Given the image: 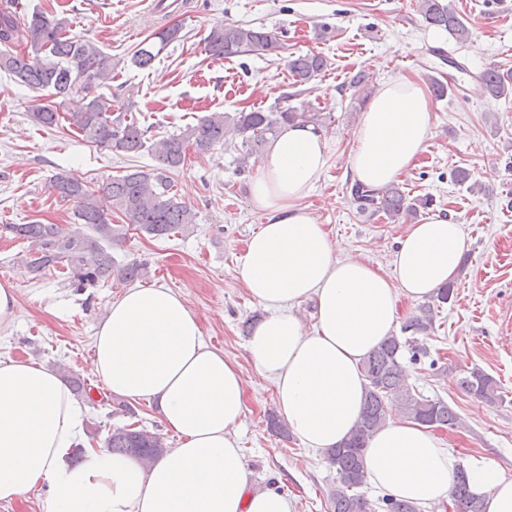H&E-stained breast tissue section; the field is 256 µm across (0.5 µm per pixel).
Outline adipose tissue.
<instances>
[{
	"label": "adipose tissue",
	"instance_id": "ef3b65f1",
	"mask_svg": "<svg viewBox=\"0 0 512 512\" xmlns=\"http://www.w3.org/2000/svg\"><path fill=\"white\" fill-rule=\"evenodd\" d=\"M431 112L423 86L399 76L368 103L348 172L381 187L425 149ZM323 134L296 124L272 140L250 199L262 222L236 273L270 314L246 345L254 368L275 384L279 413L307 447L339 446L364 399L363 359L392 335L399 298L418 302L452 282L467 250L464 224L435 217L411 225L393 273L339 257L323 225L302 206L327 164ZM316 302L305 328L292 309ZM93 375L113 395L154 403L179 443L151 466L87 445L83 407L58 374L24 360L0 361V501L45 486L46 512H290L287 497L249 488L236 432L246 391L236 361L205 344L197 315L163 287L127 289L94 336ZM78 463L69 458L75 448ZM456 457L430 429L391 416L369 440L371 482L421 506L448 500ZM485 512H512V479L468 473Z\"/></svg>",
	"mask_w": 512,
	"mask_h": 512
}]
</instances>
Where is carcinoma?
<instances>
[{
	"instance_id": "cac0c4a2",
	"label": "carcinoma",
	"mask_w": 512,
	"mask_h": 512,
	"mask_svg": "<svg viewBox=\"0 0 512 512\" xmlns=\"http://www.w3.org/2000/svg\"><path fill=\"white\" fill-rule=\"evenodd\" d=\"M17 9L16 0H6L0 7V74L32 90L46 91L51 97L76 102L75 108L65 113L50 102L41 105L29 113L31 121L46 128L64 121L96 147L126 155L145 150L157 162L150 172L109 176L93 186L74 176L56 175L51 189L75 203V216L90 232L61 224L5 225L6 232L27 243V250L17 262L32 280L42 279L60 265L68 270L69 286L78 291L103 286L114 277L122 282L138 279L143 275V265L136 261L119 263L112 255V245L131 228L152 237H169L187 231L195 223V212L173 192L169 176L187 163L188 148L198 155L206 154L225 144L227 137L237 138L235 164L244 174L286 125L300 122L318 129L324 126V113L301 101L264 110L213 112L180 133L151 139L148 130L128 114V107L98 92L100 86L112 80V55L69 34L65 17L34 12L20 23ZM418 11L428 26L446 31L458 41L469 37L468 27L444 0H418ZM180 38L181 29L173 26L149 35L131 55V66L151 68L160 52ZM280 48L272 32L241 23L216 24L205 39V52L214 59L264 57ZM327 67V59L319 53L294 55L288 60V70L297 86L312 83ZM474 80L488 98L512 97V72L486 68L474 75ZM349 192L360 215L383 217L390 223L415 217L434 203L429 195L410 197L395 182L379 188L355 182ZM103 200L121 214L122 223H112V214L101 205ZM453 296L450 283L406 322L405 335L389 336L362 361L367 384L360 419L341 446L325 451L329 466L336 472V489L330 494L332 512H375L377 508L380 512H419L415 504L392 494L382 496L375 505L365 498L360 492L366 481L363 451L394 410L427 428L453 429L459 423L457 413L447 403L416 393L408 382L405 365L420 360L424 350L416 344V335L430 332L436 311ZM460 387L489 402L501 398L496 381L480 369L462 377ZM105 447L115 455L133 456L147 466L164 451V442L160 434L148 429L118 426L107 436ZM450 500L455 512H484L482 500L469 490L462 466L455 472Z\"/></svg>"
}]
</instances>
